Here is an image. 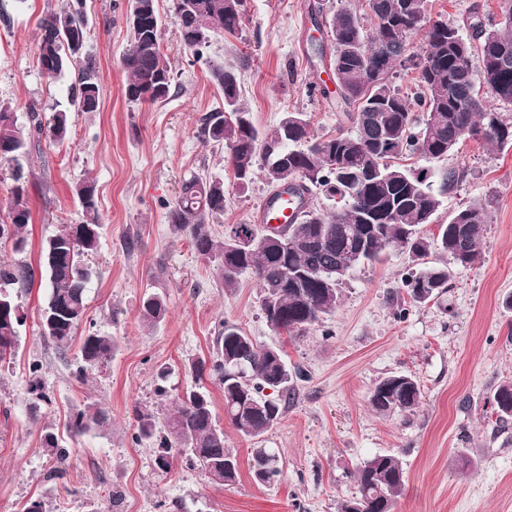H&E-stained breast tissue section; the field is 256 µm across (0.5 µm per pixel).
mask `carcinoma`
<instances>
[{
  "label": "carcinoma",
  "mask_w": 512,
  "mask_h": 512,
  "mask_svg": "<svg viewBox=\"0 0 512 512\" xmlns=\"http://www.w3.org/2000/svg\"><path fill=\"white\" fill-rule=\"evenodd\" d=\"M168 15L178 27L183 44L200 54L206 43L198 42L191 29L196 14L207 17L209 33L239 31L245 0H168ZM381 11L368 13L371 23L350 8L334 12L316 23L334 46L332 64L336 74L338 104L348 128L325 139L311 137L309 120L303 112H288L276 132L262 135L241 100V87L234 70L215 66L210 78L220 89L224 109L202 118L199 133L207 143L223 144L225 162L235 185L244 188L261 172L273 188L286 187L304 199L298 224L269 227L272 235L289 230L288 244L278 247L261 240L251 224H233L217 240L210 221L224 213V181L186 180L174 207L171 224L183 234L195 252L214 264L224 288L237 287L241 275L250 273L261 289V311L276 334L301 336L334 314L341 302L342 281L362 263L376 262L392 248L408 252L415 269L403 281L416 302L443 295L451 271L447 264L428 260L433 250L448 255L461 267L481 259V242L488 216L473 206L455 213L448 223L438 225L429 237L423 226L441 205L440 196L458 178L454 170L437 175L431 167L405 168L393 163L404 152L432 163L445 159L467 138L499 147L512 146V123L495 109L484 105L474 93L483 84L497 101L512 105V0H500L501 20L486 25L470 16L468 58L457 56L454 44L464 39L460 28L440 19L418 20L406 12L405 0H379ZM46 15L37 65L53 80L65 69L78 67L71 104L79 112H94L99 103L98 70L86 49L72 46V39L86 38L87 21L82 6ZM162 17L156 0H129L127 25L129 47L122 64L127 74L129 101L156 102L169 96L173 87L170 61L161 51ZM422 32L413 54L418 70L419 92L414 98L400 93L391 77L401 61L394 47L399 39ZM470 103L463 111L458 102ZM0 105V167L18 165L28 153L33 137L63 141L68 132L67 112L59 111L44 123L30 108L29 126L21 127ZM16 185L11 188L10 223L0 224V242L12 241L22 252L27 246L26 229L31 211L19 184L21 174L11 171ZM441 177L440 191L433 189ZM318 190L328 200L339 199L327 210L310 207L307 195ZM84 220L64 224L41 246L40 274L48 290L43 309L58 311L57 319L40 317L41 335L48 339L61 360H66L76 330L86 314V291L90 281L85 258L97 251L100 216L90 184L80 189ZM33 282V272L21 266L0 267V363L19 342L26 322L21 306L9 290ZM168 308L157 294L143 298L140 318L144 327L154 328L166 318ZM117 348L115 338L97 330L82 337V365L78 377L108 362ZM194 385L177 397L172 414L160 420L149 409L134 411L136 442L156 448L155 463L162 471L171 468L175 456L186 458L211 481L235 483L239 462L233 450L224 447V430L213 418L212 401L203 385L204 374L218 378L224 391V415L236 431L257 438L277 425L295 389L302 369L289 370L282 350L259 347L238 326L223 322L216 338L213 357L196 359L190 366ZM42 363L30 365L29 394L37 402L48 400L40 377ZM272 390L269 395L263 394ZM422 392L411 376L392 375L373 389L370 407L381 415L411 413ZM494 402L502 418L512 417V384L498 386ZM108 424V414L98 404H86L70 414L66 431L76 439ZM41 447L49 456L66 454L58 435L46 431ZM268 459L272 468L256 481L271 484L280 475L275 453L254 449L252 461ZM357 493L342 500L338 512H393L405 488L406 476L400 459L378 454L360 465L355 473Z\"/></svg>",
  "instance_id": "1"
}]
</instances>
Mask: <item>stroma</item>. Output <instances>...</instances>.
Listing matches in <instances>:
<instances>
[{
	"label": "stroma",
	"instance_id": "1",
	"mask_svg": "<svg viewBox=\"0 0 512 512\" xmlns=\"http://www.w3.org/2000/svg\"><path fill=\"white\" fill-rule=\"evenodd\" d=\"M313 1L246 0L240 32L213 36L197 55L164 19L160 44L174 88L164 102L134 104L124 95L122 66L128 0H85L86 50L97 63L100 99L96 111L76 112L70 104L75 70L50 81L37 66L41 18L74 0H0V103L9 104L23 126L32 105L47 122L60 110L69 117L64 141L41 139L22 160L28 247L17 253L0 244V266L38 268L42 243L59 225L82 221L77 190L93 184L102 235L87 259L93 276L77 333L92 327L118 341L109 362L77 380L79 350L59 360L40 334L44 288L18 289L26 322L14 355L0 362V512H20L35 499L47 512H337L355 490L356 468L385 453L396 455L406 471L395 512H512V418L501 419L493 399L500 384L512 382V310L503 305L512 293V146L468 139L436 164L459 178L442 195L427 233L473 205L489 216L480 262L453 267L447 293L413 301L402 286L411 258L393 248L381 262L357 267L341 286L336 313L295 339L269 328L251 275L225 289L169 222L182 181L192 174L224 182V213L210 223L218 239L230 225L254 223L272 192L260 176L236 188L222 146L204 144L198 135L202 117L224 106L210 79L212 66L236 71L245 106L263 133H273L289 112L306 113L318 139L346 126L335 94L322 92L334 79L310 40ZM499 3L429 0L428 14L460 25L475 11L488 24L497 20ZM149 293L168 307L151 330L139 321ZM225 321L258 345L283 349L288 366L306 373L280 422L257 439L232 427L222 388L207 378L224 445L238 455L239 478L230 486L212 483L179 458L161 471L152 446L132 439L134 409L172 413L177 394L192 382L189 363L211 356ZM34 361L43 365L50 396L36 411L28 393ZM163 367L168 394L160 397ZM394 374L414 376L423 397L412 413L382 416L368 399L377 382ZM87 403L105 408L109 425L65 437L70 412ZM48 427L64 436L65 464L41 447ZM257 448L279 458L274 485L252 476Z\"/></svg>",
	"mask_w": 512,
	"mask_h": 512
}]
</instances>
